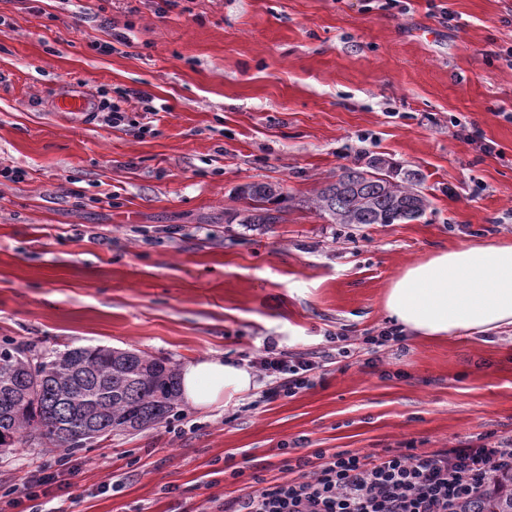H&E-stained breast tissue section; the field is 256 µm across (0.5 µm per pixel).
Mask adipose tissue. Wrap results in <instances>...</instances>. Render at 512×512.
Returning a JSON list of instances; mask_svg holds the SVG:
<instances>
[{"instance_id": "ef3b65f1", "label": "adipose tissue", "mask_w": 512, "mask_h": 512, "mask_svg": "<svg viewBox=\"0 0 512 512\" xmlns=\"http://www.w3.org/2000/svg\"><path fill=\"white\" fill-rule=\"evenodd\" d=\"M384 308L429 338L512 326V245H466L408 265L390 283ZM256 386L249 368L221 358L191 361L180 373V396L196 409L227 405Z\"/></svg>"}]
</instances>
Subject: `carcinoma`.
Segmentation results:
<instances>
[{
	"mask_svg": "<svg viewBox=\"0 0 512 512\" xmlns=\"http://www.w3.org/2000/svg\"><path fill=\"white\" fill-rule=\"evenodd\" d=\"M255 202L242 224H277L281 210L265 183L240 188ZM311 207L332 224H399L422 217L428 199L408 178L379 162L346 167L326 180ZM178 399V372L166 358L136 349L72 347L34 363L10 342L0 344V448L33 438L54 448L79 449L114 432L138 431L167 420ZM458 512H512V472Z\"/></svg>",
	"mask_w": 512,
	"mask_h": 512,
	"instance_id": "obj_1",
	"label": "carcinoma"
}]
</instances>
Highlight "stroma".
<instances>
[{"instance_id":"obj_1","label":"stroma","mask_w":512,"mask_h":512,"mask_svg":"<svg viewBox=\"0 0 512 512\" xmlns=\"http://www.w3.org/2000/svg\"><path fill=\"white\" fill-rule=\"evenodd\" d=\"M76 89L144 91L123 109L135 123L150 104L159 120L142 136L59 111ZM510 112L512 0H0V168L25 173L0 184V342L134 348L180 366L246 365L272 338L329 358L296 396L181 404L72 450L51 508L218 512L249 475L280 476L317 449L512 438V327L364 342L388 326L383 298L407 264L512 243ZM374 158L414 173L421 218L332 224L308 206L321 181ZM253 182L282 187L280 223L232 221L247 205L236 188ZM105 192L111 206L90 203ZM58 455L34 441L0 452V489Z\"/></svg>"}]
</instances>
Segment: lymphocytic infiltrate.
<instances>
[{"label": "lymphocytic infiltrate", "mask_w": 512, "mask_h": 512, "mask_svg": "<svg viewBox=\"0 0 512 512\" xmlns=\"http://www.w3.org/2000/svg\"><path fill=\"white\" fill-rule=\"evenodd\" d=\"M258 360L268 379L258 396L262 404L310 388L319 367L303 355L288 357L271 340ZM505 471H512V439L494 441L486 434L434 452L320 450L284 463L281 477L238 497L225 512H456L460 502L479 498Z\"/></svg>", "instance_id": "f902f5d3"}]
</instances>
